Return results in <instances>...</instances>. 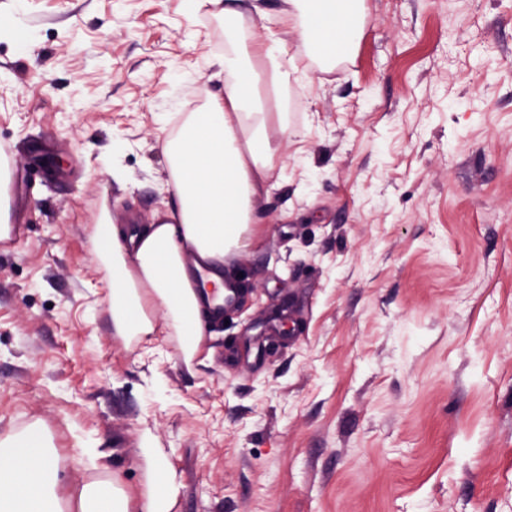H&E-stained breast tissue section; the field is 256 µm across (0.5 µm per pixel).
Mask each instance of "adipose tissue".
<instances>
[{
    "label": "adipose tissue",
    "mask_w": 512,
    "mask_h": 512,
    "mask_svg": "<svg viewBox=\"0 0 512 512\" xmlns=\"http://www.w3.org/2000/svg\"><path fill=\"white\" fill-rule=\"evenodd\" d=\"M289 21L303 41L333 59L348 54L361 26L358 0H286ZM224 92L205 108L186 115L176 133L162 140L175 208L154 223L97 230L95 243L112 256V323L116 336L142 341L176 337L185 363L204 342L203 295L197 274L207 271L223 285L229 259L250 244L253 202L266 187L277 145L280 112L270 92L287 82L294 63L270 35L235 46L218 59ZM140 455L150 487L139 503L100 481L76 487L69 499L75 512H171L179 493L172 470L164 467L151 438ZM58 470L40 432L28 429L0 439V512H64L57 492Z\"/></svg>",
    "instance_id": "ef3b65f1"
}]
</instances>
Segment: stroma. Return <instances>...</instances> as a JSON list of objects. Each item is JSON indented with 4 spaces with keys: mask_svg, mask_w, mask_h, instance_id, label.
I'll return each mask as SVG.
<instances>
[{
    "mask_svg": "<svg viewBox=\"0 0 512 512\" xmlns=\"http://www.w3.org/2000/svg\"><path fill=\"white\" fill-rule=\"evenodd\" d=\"M240 39L293 56L288 133L204 362L115 336L99 224L174 206L163 137L224 89L197 0H0V437L38 426L60 495L173 512H512V0H366L325 61L260 0ZM290 332L281 335L280 319ZM140 455L150 476V487L141 501L133 506L130 497L114 483L85 482L73 490L69 500L75 510L68 512H171L179 493L175 473L164 467L152 445L144 438Z\"/></svg>",
    "mask_w": 512,
    "mask_h": 512,
    "instance_id": "obj_1",
    "label": "stroma"
}]
</instances>
